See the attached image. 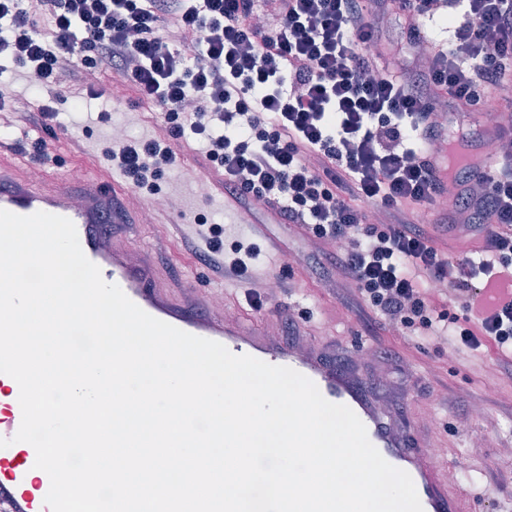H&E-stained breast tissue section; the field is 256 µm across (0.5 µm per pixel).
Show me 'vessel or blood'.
Returning <instances> with one entry per match:
<instances>
[{
	"mask_svg": "<svg viewBox=\"0 0 512 512\" xmlns=\"http://www.w3.org/2000/svg\"><path fill=\"white\" fill-rule=\"evenodd\" d=\"M458 156L465 167L486 169L495 160L481 147L458 143ZM87 192L82 205H75L65 176L52 174L41 180L16 177L12 163L0 161V209L27 216L39 211L71 220L86 257L96 264L106 282L118 285L127 297L149 315L189 334L223 344L236 355L247 354L274 366L292 368L309 378L329 402L348 406L365 425L370 442L392 466L412 478L423 512H464L460 492L449 486L448 476L426 447L407 448L403 432L387 409L364 389L351 372L324 359L314 346L283 342L257 328L236 320L200 315L206 303L203 294L189 300H174L161 287L152 270L132 257L130 246L99 234L117 191L98 176L86 178ZM26 469L16 446L0 448V503L8 512H50L45 504L49 481L38 492L22 489Z\"/></svg>",
	"mask_w": 512,
	"mask_h": 512,
	"instance_id": "obj_1",
	"label": "vessel or blood"
}]
</instances>
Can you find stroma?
I'll return each instance as SVG.
<instances>
[{"label":"stroma","instance_id":"1","mask_svg":"<svg viewBox=\"0 0 512 512\" xmlns=\"http://www.w3.org/2000/svg\"><path fill=\"white\" fill-rule=\"evenodd\" d=\"M0 81L16 91L26 108L50 101L69 122L67 129L48 139L51 160L14 157L24 177L35 171L64 174L78 169L123 187L122 177L102 156L104 148L121 132L136 137L156 132L158 112L122 97L113 101L108 119L91 122L79 91L53 95L32 88L18 67L1 74ZM85 126L90 133L81 136L83 150L72 152L69 138L81 135ZM198 175L188 163L165 173L159 180L165 207H156L151 199L128 198L129 224H106L103 232L130 242L173 297L196 285L209 297L221 299L218 315L261 322L263 329L273 330L282 340H291L294 329L301 327L321 345L335 343L352 353L372 348V356L365 361L367 389H378L384 382L391 385L392 406L409 428L413 443L441 449L443 468L465 496V512H512V381H504L494 352L454 355L446 344L407 338L390 325L378 336H370L361 316L341 300L330 282L329 245L309 240L293 225L279 223L258 202L226 207L221 195L199 190ZM212 210L231 236L251 234L253 225H263V236L255 240L260 252L253 270L260 284L275 286L266 296L264 312L252 310L245 288L224 284L199 255L168 239V225L193 223L195 217ZM446 393L456 397V408L444 405ZM477 432L482 435L478 441L473 438Z\"/></svg>","mask_w":512,"mask_h":512}]
</instances>
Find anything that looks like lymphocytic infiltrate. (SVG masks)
Masks as SVG:
<instances>
[{"mask_svg":"<svg viewBox=\"0 0 512 512\" xmlns=\"http://www.w3.org/2000/svg\"><path fill=\"white\" fill-rule=\"evenodd\" d=\"M433 0H0V58L36 87H113L161 110L162 133L106 147L132 191L157 194L160 173L192 155L225 196L254 200L334 243L344 296L372 325L393 321L457 351L495 348L512 372V294L474 312L496 279H512V164L470 170L455 196L473 245L445 253L421 210L448 174L423 156L453 143L481 89L512 84V0H462L451 37L420 62ZM275 15L268 30L259 18ZM403 25L405 51L385 63L380 22ZM111 73V84L99 81ZM381 207L372 222L370 205ZM206 262L243 279L254 244L225 247L204 225ZM459 303L452 313L449 303Z\"/></svg>","mask_w":512,"mask_h":512,"instance_id":"lymphocytic-infiltrate-1","label":"lymphocytic infiltrate"}]
</instances>
